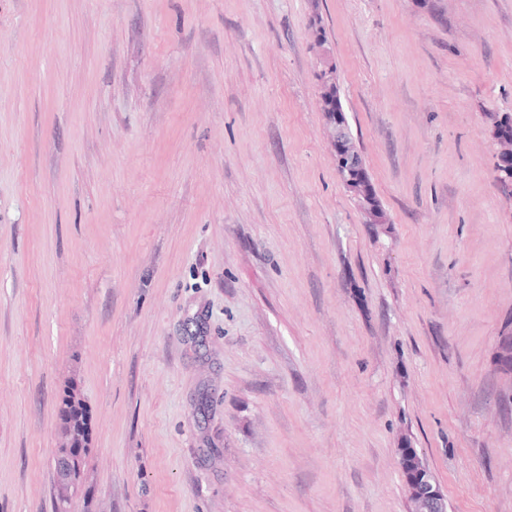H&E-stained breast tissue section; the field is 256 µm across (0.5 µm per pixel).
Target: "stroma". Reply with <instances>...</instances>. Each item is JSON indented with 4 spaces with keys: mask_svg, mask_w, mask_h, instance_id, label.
Segmentation results:
<instances>
[{
    "mask_svg": "<svg viewBox=\"0 0 512 512\" xmlns=\"http://www.w3.org/2000/svg\"><path fill=\"white\" fill-rule=\"evenodd\" d=\"M334 68L388 221L333 163ZM512 0H0V512H512ZM490 135L496 145L497 158H512V131H506L508 121L504 122L501 112H488ZM60 413L61 416H65L73 422L77 435L80 436L82 442H85L88 425L87 409L85 405L81 401L75 400V398L68 393L62 400ZM65 429V424L60 421L61 444L56 455L55 471L58 484L64 491H67L75 488V476L72 470L74 464L73 457L70 455V448L71 451L77 453L78 448L83 447H81L82 445L79 442H68L65 436ZM410 512H447V500L416 448H399Z\"/></svg>",
    "mask_w": 512,
    "mask_h": 512,
    "instance_id": "35a3bbf8",
    "label": "stroma"
}]
</instances>
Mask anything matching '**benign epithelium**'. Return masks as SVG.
I'll return each instance as SVG.
<instances>
[{"instance_id": "obj_1", "label": "benign epithelium", "mask_w": 512, "mask_h": 512, "mask_svg": "<svg viewBox=\"0 0 512 512\" xmlns=\"http://www.w3.org/2000/svg\"><path fill=\"white\" fill-rule=\"evenodd\" d=\"M490 135L496 145V157L512 158V133L506 131L507 123L499 112L488 113ZM328 125L336 173L346 191L354 200L366 224H386V215L377 214L373 185L365 168L362 152L357 145L346 118L341 96H336L335 110L329 113ZM497 366L512 376V335L500 337L496 351ZM61 444L56 455V478L67 491L75 487L72 470L73 457L80 443L65 436V424H60ZM404 479L409 492L410 512H447V500L429 467L414 448L398 449Z\"/></svg>"}]
</instances>
